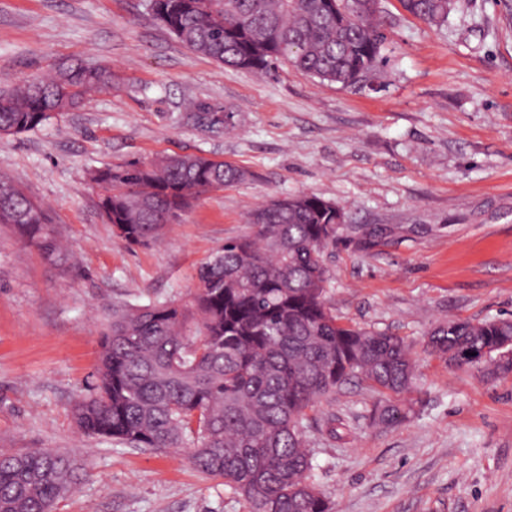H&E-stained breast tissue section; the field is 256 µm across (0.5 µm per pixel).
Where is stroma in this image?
<instances>
[{"label":"stroma","instance_id":"35a3bbf8","mask_svg":"<svg viewBox=\"0 0 512 512\" xmlns=\"http://www.w3.org/2000/svg\"><path fill=\"white\" fill-rule=\"evenodd\" d=\"M386 62L362 89L290 64L262 77L184 47L150 0H0V86L83 62L111 89L41 128L0 138V169L49 212L66 263L0 224V451L53 448L85 474L55 512H249L188 451L83 435L71 407L94 381L112 306L179 299L249 211L300 192L373 229L329 246L327 302L341 322L405 337L419 365L399 426H372L378 395L351 382L308 414L313 480L336 512H512V372L425 350L448 318L512 317V19L458 0L444 26L383 0ZM231 108L233 128L182 119ZM195 154L248 171L194 200L161 240L127 244L97 208L91 169ZM342 416L351 432L328 439Z\"/></svg>","mask_w":512,"mask_h":512}]
</instances>
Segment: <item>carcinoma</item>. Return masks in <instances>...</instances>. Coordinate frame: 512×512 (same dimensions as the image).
I'll list each match as a JSON object with an SVG mask.
<instances>
[{
	"label": "carcinoma",
	"mask_w": 512,
	"mask_h": 512,
	"mask_svg": "<svg viewBox=\"0 0 512 512\" xmlns=\"http://www.w3.org/2000/svg\"><path fill=\"white\" fill-rule=\"evenodd\" d=\"M443 26L453 0H401ZM154 17L191 51L267 76L284 61L322 82L357 87L383 63L380 0H152ZM112 87L104 66L75 64L0 90V137L32 131L86 95ZM212 130L235 112L187 107ZM248 171L209 157L170 155L90 172L105 223L131 245L163 236L190 202L246 180ZM339 206L313 193L248 215L252 233L230 239L196 270L189 298L112 307L100 336L92 394L72 410L86 435L140 451L189 450L201 472L224 479L250 512H334L311 481L307 410L358 380L381 396L374 426L393 428L411 406L416 362L402 336L344 324L326 301L324 253L344 225ZM0 224L48 261L63 262L46 209L0 173ZM427 349L458 366L489 358L512 370V320L452 319ZM83 466L51 449L0 453V512H53Z\"/></svg>",
	"instance_id": "cac0c4a2"
}]
</instances>
